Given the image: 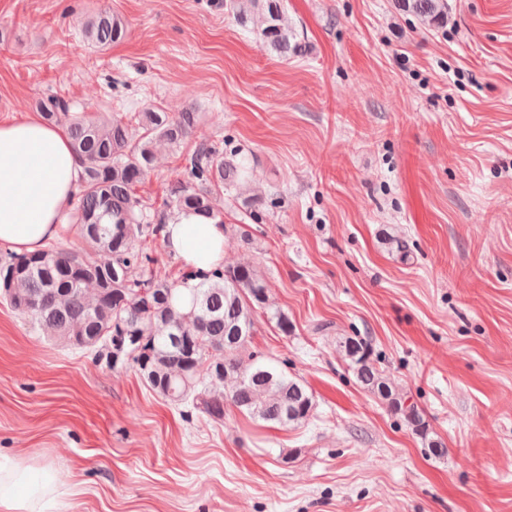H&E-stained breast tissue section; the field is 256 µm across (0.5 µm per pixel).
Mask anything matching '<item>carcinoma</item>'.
I'll use <instances>...</instances> for the list:
<instances>
[{
    "label": "carcinoma",
    "instance_id": "1",
    "mask_svg": "<svg viewBox=\"0 0 512 512\" xmlns=\"http://www.w3.org/2000/svg\"><path fill=\"white\" fill-rule=\"evenodd\" d=\"M398 8L429 25L448 20L447 0H395ZM242 27L257 28L263 47L288 61L306 45L288 25L284 0H224ZM124 22L99 10L84 27L85 37L103 49L126 37ZM41 119L64 125L80 159V191L72 202L70 224L83 247L54 244L36 253L0 248V297L37 325L48 338L112 357V365L133 367L144 385L163 400L192 406L210 420H224L229 402L253 418L286 426L314 415L313 394L276 372L248 351L263 314L283 333L292 331L288 313L268 294L265 279L249 263L219 265L201 273L190 308L174 299L185 271L160 276L152 245L164 240L166 224L181 214L224 223L213 195L239 185L249 169L224 158V150L201 143L185 157L187 179L168 190L159 206L146 205L136 187L153 168L155 145L179 147L198 121L196 112L172 115L159 108L137 113L135 124L73 112L62 97L48 94L38 104ZM140 336L131 351L119 346ZM340 348L360 385L403 415L433 454L444 452L430 436L420 409L396 392L391 380L370 360L371 344L346 337Z\"/></svg>",
    "mask_w": 512,
    "mask_h": 512
}]
</instances>
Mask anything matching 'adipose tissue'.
Masks as SVG:
<instances>
[{"mask_svg":"<svg viewBox=\"0 0 512 512\" xmlns=\"http://www.w3.org/2000/svg\"><path fill=\"white\" fill-rule=\"evenodd\" d=\"M79 170L62 127L37 118L0 123V241L33 252L59 239ZM164 235L186 271L224 262L223 225L183 214ZM56 499L50 470L0 462V512H47Z\"/></svg>","mask_w":512,"mask_h":512,"instance_id":"1","label":"adipose tissue"}]
</instances>
